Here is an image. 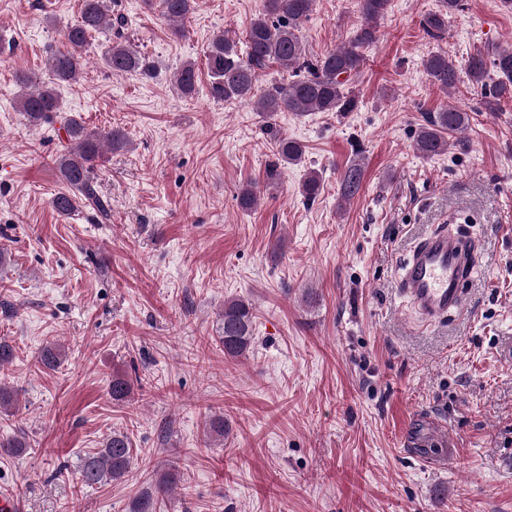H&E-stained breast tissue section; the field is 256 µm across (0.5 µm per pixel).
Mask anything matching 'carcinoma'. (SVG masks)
I'll return each instance as SVG.
<instances>
[{
	"instance_id": "1",
	"label": "carcinoma",
	"mask_w": 512,
	"mask_h": 512,
	"mask_svg": "<svg viewBox=\"0 0 512 512\" xmlns=\"http://www.w3.org/2000/svg\"><path fill=\"white\" fill-rule=\"evenodd\" d=\"M390 0H357L364 19L362 26L350 41L315 59L307 58L300 32L309 19L315 0H265L264 9L250 24L245 36V55H240L236 40L227 32L213 36L206 51V64L211 78V94L224 101H250L257 83L269 67L278 64L293 69L292 79L285 83H273L257 102V110L265 117L264 133L274 144L275 160L266 168V177L274 181L281 174V167L297 165L302 161L305 147L283 134L273 123L278 112H351L357 106V96L352 86L360 74L366 56L363 49L378 40V21L384 17ZM110 0H81L80 21L68 27L62 47L52 51L46 59L51 81L22 96L20 111L34 125L50 122L53 114L60 111L61 103L55 88L59 83L72 84L82 77L85 48L89 37L103 31L120 30L127 25L122 15L112 16ZM194 0H144L152 9L159 7L164 17L172 22L185 20L193 10ZM461 0H441V9L428 14L423 21L427 35L435 38L448 27V15L459 10ZM103 61L113 73H135L150 78L155 65L148 56L133 49L122 36L108 41ZM431 82L443 92L453 89L466 75L469 82L480 87L484 104L496 109L504 100L512 99V48L491 54L478 51L468 56L461 66L448 59V55L436 51L423 63ZM496 79L487 82L489 72ZM195 64L188 62L178 71L176 85L181 95L191 96L196 91ZM469 124V114L454 106H443L427 124L421 126L414 147L420 156L430 158L450 150V136ZM63 129L70 146L55 159L58 180L67 190L55 195L53 206L63 216L78 209L85 201L101 216H110V210L100 197L94 173L102 149L109 145L113 150L126 147L128 140L120 130L101 131L90 129L84 122L71 117L64 121ZM364 177V167L353 160L340 175V195L351 200L359 194ZM258 201L257 190L251 184L236 195L237 207L242 212L252 211ZM254 310L252 304L241 298L224 301L218 328V341L224 348V357L238 359L246 356L254 342ZM65 351L53 346L46 347L39 355V364L53 370L65 360ZM132 387L128 380L118 377L112 380V400H129ZM25 443L14 437H0V454L19 456ZM133 448L129 436L114 432L103 442L102 448L81 457L78 479L82 486L93 488L123 480L130 472ZM175 481V474L164 473L154 492L136 499L133 512H156L157 505L168 495Z\"/></svg>"
}]
</instances>
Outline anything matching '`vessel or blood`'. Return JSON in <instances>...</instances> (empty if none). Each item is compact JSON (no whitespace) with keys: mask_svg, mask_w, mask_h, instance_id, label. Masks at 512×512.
Here are the masks:
<instances>
[{"mask_svg":"<svg viewBox=\"0 0 512 512\" xmlns=\"http://www.w3.org/2000/svg\"><path fill=\"white\" fill-rule=\"evenodd\" d=\"M476 274L471 239L439 228L425 236L403 261L396 288L417 318L432 324L466 308L465 284Z\"/></svg>","mask_w":512,"mask_h":512,"instance_id":"vessel-or-blood-1","label":"vessel or blood"}]
</instances>
